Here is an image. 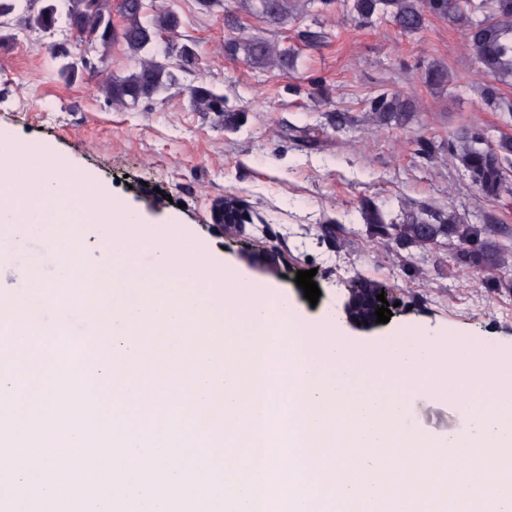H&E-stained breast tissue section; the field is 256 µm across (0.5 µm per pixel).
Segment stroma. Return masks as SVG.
Masks as SVG:
<instances>
[{"label":"stroma","mask_w":512,"mask_h":512,"mask_svg":"<svg viewBox=\"0 0 512 512\" xmlns=\"http://www.w3.org/2000/svg\"><path fill=\"white\" fill-rule=\"evenodd\" d=\"M180 25L172 39L193 46L200 65L153 100L123 109L109 105L103 76L122 78L138 66L123 43L110 48L104 74L80 71L63 79L52 58L63 31L45 33L14 22L0 30V132L34 159L52 156L110 191L144 228H186L204 246L213 269L228 267L277 285L308 326L342 318L353 282L385 283L397 305L388 323L363 332L343 323L354 344L382 352L396 337L464 336L492 356H512V190L483 198L451 155L458 133L487 130L512 139V114L480 97L483 82L459 31L427 15L406 34L387 25L358 26L332 4L318 19L272 23L238 0H156ZM258 38L298 54L282 72L244 62L226 44ZM445 66L452 84L438 93L424 81L429 62ZM204 85L238 111L236 128L191 105L187 86ZM414 99L404 125L384 124L370 111L377 93ZM248 216L243 231L216 225L224 197ZM387 218L400 209L454 210L477 227L489 256L469 267L451 239L426 250L374 241L363 211ZM275 250V272L250 262ZM315 270L321 295L310 304L298 271ZM410 426L444 436L469 421L448 399L416 400Z\"/></svg>","instance_id":"obj_1"}]
</instances>
